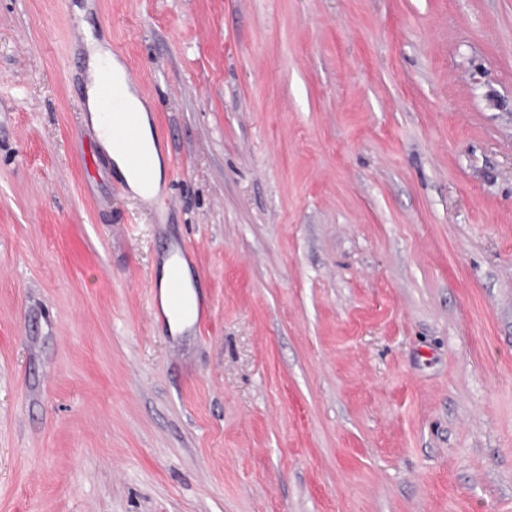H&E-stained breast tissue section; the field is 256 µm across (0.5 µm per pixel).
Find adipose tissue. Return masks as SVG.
Returning <instances> with one entry per match:
<instances>
[{
    "label": "adipose tissue",
    "instance_id": "adipose-tissue-1",
    "mask_svg": "<svg viewBox=\"0 0 512 512\" xmlns=\"http://www.w3.org/2000/svg\"><path fill=\"white\" fill-rule=\"evenodd\" d=\"M86 49L89 80L85 85V108L89 112L93 124L97 129H100V142L114 161L117 171L137 195L145 199L151 198L160 188L163 163L159 151L153 145L148 109L132 89H125L121 105L137 114L139 137L143 146V161L149 173L148 178L144 179L132 169L125 156L114 147L111 137L104 132L105 120L101 112V100L96 77L100 69L106 67L112 71L116 79H123L124 66L114 58L106 40L88 38Z\"/></svg>",
    "mask_w": 512,
    "mask_h": 512
}]
</instances>
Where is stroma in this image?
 <instances>
[{"label":"stroma","instance_id":"stroma-1","mask_svg":"<svg viewBox=\"0 0 512 512\" xmlns=\"http://www.w3.org/2000/svg\"><path fill=\"white\" fill-rule=\"evenodd\" d=\"M0 512H512V0H0ZM86 49L88 53L87 71L89 81L85 84V108L90 113V119L100 132V142L116 165L117 171L128 183L130 188L143 199L151 198L158 192L162 179V159L160 152L153 145L148 109L130 85L124 83L125 69L123 64L114 58L109 43L105 39H96L91 32L88 34ZM108 67L114 77L124 84V96L121 106L113 103L120 101L121 86L114 83L109 69L101 74L99 90L97 75L101 68ZM99 91L106 106L105 115L108 117L109 131L115 143L124 152L133 166L139 164L141 145L137 136V113L139 137L143 146V161L149 173V179L143 180L127 163L125 156L113 145L112 138L104 132L105 120L101 113ZM171 262L167 261L162 267V274L159 279V294L162 311L166 317L171 330H182L188 324V316L177 317L171 309V285H170Z\"/></svg>","mask_w":512,"mask_h":512}]
</instances>
